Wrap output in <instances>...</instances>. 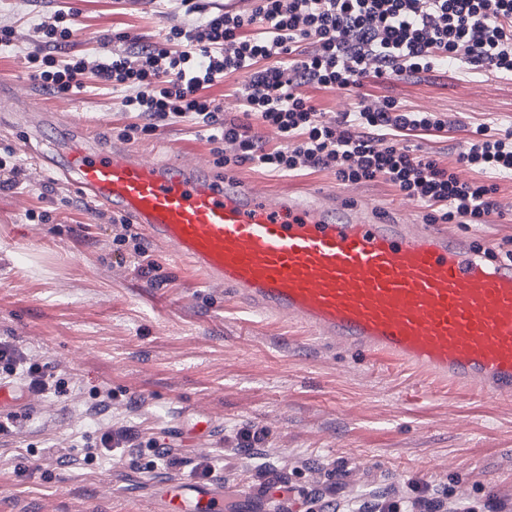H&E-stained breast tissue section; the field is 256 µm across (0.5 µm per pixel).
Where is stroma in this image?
<instances>
[{
  "instance_id": "obj_1",
  "label": "stroma",
  "mask_w": 512,
  "mask_h": 512,
  "mask_svg": "<svg viewBox=\"0 0 512 512\" xmlns=\"http://www.w3.org/2000/svg\"><path fill=\"white\" fill-rule=\"evenodd\" d=\"M69 14L78 29L65 55L92 57L116 34L162 40L186 22L179 0H0V25L16 29L0 47V74L28 79L29 56L45 54L38 25ZM327 112L392 98L415 111L447 115L448 128L404 142L419 156L454 161L478 124L512 125V80L452 71L419 80L368 78L346 90H306ZM121 97L95 80L73 96L45 94L54 115L47 140L88 123L103 143L121 145L130 123ZM0 100V157L13 151L20 183L0 191V338L49 363L65 392L45 396L19 384L35 429L0 438V512H155L158 485L194 476L208 462L230 494L229 512H257L265 494L287 485L288 512H322L326 502L365 492L412 499L413 482L459 498L474 512H512V403L494 402L390 361L320 343L305 330L253 317L223 289L207 287L187 263L150 238L157 266L141 275L119 259L122 233L111 208L79 196L59 174L39 168L29 117ZM146 158H213L199 128L173 120L136 142ZM246 183L302 194L337 187L329 171L278 176L232 168ZM500 218L453 224L456 233L512 250V181L498 183ZM112 399L92 412L104 393ZM204 415L205 438H181L178 422ZM156 440L166 453L131 448L84 461V447L112 426ZM259 428L261 447L241 448ZM269 460L265 474L256 466Z\"/></svg>"
}]
</instances>
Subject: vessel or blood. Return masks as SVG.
Instances as JSON below:
<instances>
[{"label":"vessel or blood","instance_id":"obj_1","mask_svg":"<svg viewBox=\"0 0 512 512\" xmlns=\"http://www.w3.org/2000/svg\"><path fill=\"white\" fill-rule=\"evenodd\" d=\"M50 170L127 217L254 315L512 401V263L490 245L380 211L350 192L304 200L215 172L108 148L78 126ZM162 512H224V488L166 484Z\"/></svg>","mask_w":512,"mask_h":512}]
</instances>
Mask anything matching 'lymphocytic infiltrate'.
<instances>
[{"mask_svg":"<svg viewBox=\"0 0 512 512\" xmlns=\"http://www.w3.org/2000/svg\"><path fill=\"white\" fill-rule=\"evenodd\" d=\"M73 32L42 22L46 48L32 56L30 77L60 95L81 92L85 75L122 95L134 121L120 131L133 141L178 119L222 145L224 166L253 164L291 175L330 171L337 181L382 180L442 219L484 223L497 211V180H512V130L480 125L458 162L478 174L461 180L454 165L414 156L398 138L408 131H440L445 116L412 111L393 100L358 102L326 116L307 86L345 90L367 77L420 78L445 68L512 79V0H254L248 13L207 11L196 24L170 27L159 45L120 35L94 63L57 59ZM234 73L240 118H226L205 89ZM279 143L268 146L262 132ZM25 379L42 395L63 383L48 364L27 359L0 339V380Z\"/></svg>","mask_w":512,"mask_h":512,"instance_id":"obj_1","label":"lymphocytic infiltrate"}]
</instances>
